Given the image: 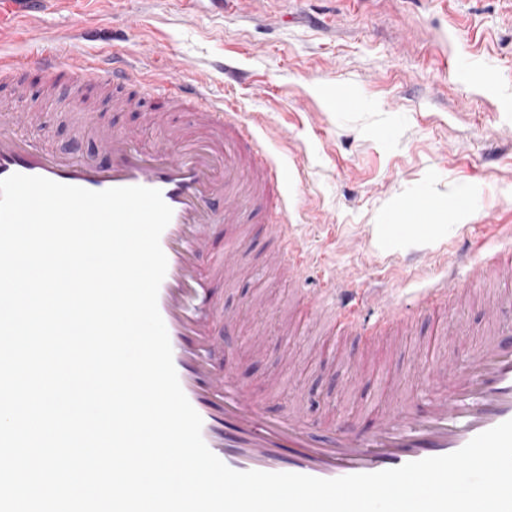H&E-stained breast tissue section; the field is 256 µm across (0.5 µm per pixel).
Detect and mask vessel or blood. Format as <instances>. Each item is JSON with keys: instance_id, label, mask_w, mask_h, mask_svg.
I'll list each match as a JSON object with an SVG mask.
<instances>
[{"instance_id": "1", "label": "vessel or blood", "mask_w": 512, "mask_h": 512, "mask_svg": "<svg viewBox=\"0 0 512 512\" xmlns=\"http://www.w3.org/2000/svg\"><path fill=\"white\" fill-rule=\"evenodd\" d=\"M46 82L66 76L78 86L111 88L112 107L138 109L152 101L146 118L166 129L165 141L153 149L141 144L137 128L81 118L80 135L94 138L101 158L59 155L36 132L38 118L27 106L26 73ZM0 80L11 87L12 103L0 107V179L19 173L58 183L103 191L143 186L160 190L172 218L160 237L167 271L158 292L180 386L200 415L208 448L236 471L289 472L321 479L374 473L406 463L453 453L473 437L512 420V342L500 338L474 348L464 369L435 366L423 378L420 402H396L368 427L340 419L329 431H312L304 412L278 417L237 382L225 366L220 329L227 322L211 283L240 272L232 249L215 253L208 229L240 220L243 201L264 203L278 218L271 229L282 244L281 266L294 284L311 264L291 234L282 213L289 174L264 150L272 138L268 127L253 130L240 113L206 96L200 85L180 81L171 67L144 69L135 57L105 48L85 55L46 49L28 55L0 53ZM188 105L203 139L173 126V105ZM468 287L443 280L415 291L402 303L392 289L364 290L348 276L328 280L306 292L311 312H332L337 331L368 332L361 306L379 312L378 325L394 331L408 326L417 313L454 304L462 306Z\"/></svg>"}]
</instances>
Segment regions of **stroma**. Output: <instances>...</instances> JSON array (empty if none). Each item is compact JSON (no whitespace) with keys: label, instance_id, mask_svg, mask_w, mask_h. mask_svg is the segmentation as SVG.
Masks as SVG:
<instances>
[{"label":"stroma","instance_id":"stroma-1","mask_svg":"<svg viewBox=\"0 0 512 512\" xmlns=\"http://www.w3.org/2000/svg\"><path fill=\"white\" fill-rule=\"evenodd\" d=\"M131 13L142 16L134 30ZM84 21L148 66L179 61L178 79L205 81L207 93L279 131L268 149L299 167L287 220L314 260L302 274L307 286L347 272L360 287L384 282L405 299L441 274L434 264L415 266L410 254L476 241L488 264L512 262L498 230L512 225V0H259L246 20L206 0L192 9L182 0H59L34 28L22 0H0V51L27 54ZM486 72L492 81H481ZM30 82L54 152L77 144L94 155L95 141L75 134L78 106L116 129L139 122L70 81L52 101L38 76ZM341 99L360 105L344 110ZM465 191L474 203L456 210ZM417 200L443 216L427 240L388 226ZM265 221L257 206L244 207L242 223L213 226L215 250L236 246L238 264L263 267L277 249ZM472 283L452 345L442 309L369 343L338 341L330 317L307 311L288 279L217 281L212 290L234 317L223 328L224 362L270 414L297 407L317 430L340 417L364 427L387 411L391 392L421 398L428 364L463 363L494 338L483 307L498 292L509 295L502 320L512 323V286ZM256 336L265 337V353H251Z\"/></svg>","mask_w":512,"mask_h":512}]
</instances>
